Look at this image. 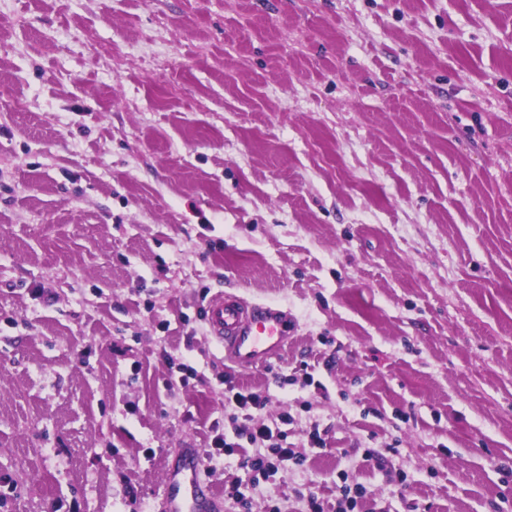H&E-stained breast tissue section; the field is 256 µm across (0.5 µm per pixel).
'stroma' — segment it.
<instances>
[{
  "instance_id": "35a3bbf8",
  "label": "stroma",
  "mask_w": 512,
  "mask_h": 512,
  "mask_svg": "<svg viewBox=\"0 0 512 512\" xmlns=\"http://www.w3.org/2000/svg\"><path fill=\"white\" fill-rule=\"evenodd\" d=\"M228 380L302 460L222 512H512V0H0V512H154ZM208 328L224 348V360L240 369L265 365L288 342V311L273 304L218 296L208 311Z\"/></svg>"
}]
</instances>
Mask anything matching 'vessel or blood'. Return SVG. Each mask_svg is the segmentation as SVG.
Instances as JSON below:
<instances>
[{"label":"vessel or blood","mask_w":512,"mask_h":512,"mask_svg":"<svg viewBox=\"0 0 512 512\" xmlns=\"http://www.w3.org/2000/svg\"><path fill=\"white\" fill-rule=\"evenodd\" d=\"M208 328L223 347L226 361L251 369L283 351L288 341V312L273 304L219 296L209 306ZM201 468L198 449H181L166 471L161 512H218L214 494L200 478Z\"/></svg>","instance_id":"1"}]
</instances>
